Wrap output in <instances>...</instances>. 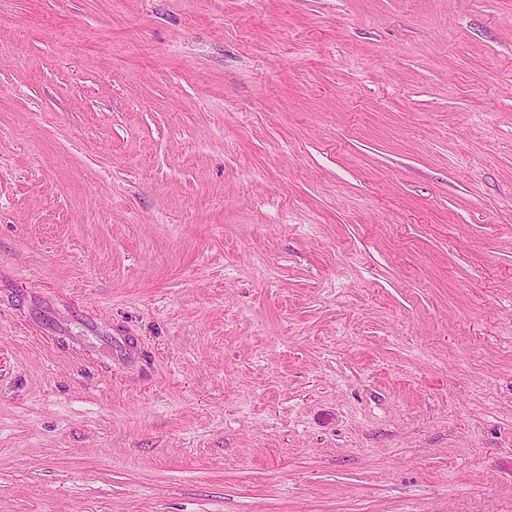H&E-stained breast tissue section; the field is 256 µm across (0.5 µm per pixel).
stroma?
<instances>
[{"label": "stroma", "mask_w": 512, "mask_h": 512, "mask_svg": "<svg viewBox=\"0 0 512 512\" xmlns=\"http://www.w3.org/2000/svg\"><path fill=\"white\" fill-rule=\"evenodd\" d=\"M0 512H512V0H0ZM79 326L77 331H73L72 328H69L70 333L73 336H70L72 339L76 341H85L90 338H101L105 341L106 346L108 348L109 355L112 356V346L114 350H118L119 352H123L126 350V344L122 341L114 339L112 341V336H97L98 335V327L95 321L87 320V318L83 319L82 322H79Z\"/></svg>", "instance_id": "35a3bbf8"}]
</instances>
